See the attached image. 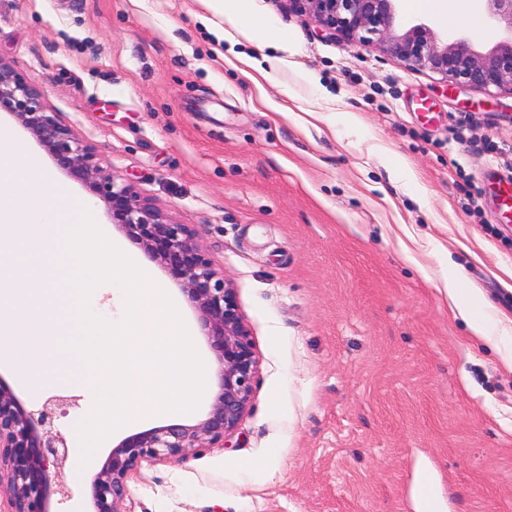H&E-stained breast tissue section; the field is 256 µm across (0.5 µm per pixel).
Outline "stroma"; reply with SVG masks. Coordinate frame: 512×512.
Segmentation results:
<instances>
[{"label": "stroma", "instance_id": "1", "mask_svg": "<svg viewBox=\"0 0 512 512\" xmlns=\"http://www.w3.org/2000/svg\"><path fill=\"white\" fill-rule=\"evenodd\" d=\"M254 20L287 41L251 39ZM0 61L118 181L196 226L259 362L229 446L142 462L128 512H512V223L490 180L512 170L511 95L344 48L283 0L236 19L203 0H0ZM244 61L267 72L261 86ZM0 129L126 241L27 130L6 114ZM56 266L38 271L63 340ZM75 363L51 348L36 390L0 365L26 406L76 399L56 421L71 496L54 512L90 505L73 452L92 403L65 380Z\"/></svg>", "mask_w": 512, "mask_h": 512}]
</instances>
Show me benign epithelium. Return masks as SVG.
I'll list each match as a JSON object with an SVG mask.
<instances>
[{
  "mask_svg": "<svg viewBox=\"0 0 512 512\" xmlns=\"http://www.w3.org/2000/svg\"><path fill=\"white\" fill-rule=\"evenodd\" d=\"M347 48L376 47L393 61L438 74L456 89L512 95V0H483L495 39L479 46L452 32L441 39L427 24L400 21V0H286ZM0 112L14 116L71 179L87 185L108 206L112 223L133 237L181 287L218 363L216 391L206 417L194 425L167 424L123 439L94 473L90 512H126L127 478L147 459L183 461L199 448L226 445L242 420L258 372L250 332L234 289L224 283L195 242L197 231L140 199L101 167L95 150L46 111L43 91L0 61ZM69 399L54 396L29 409L0 378V484L11 493V512H53L52 497L68 495L51 469L67 456L56 414Z\"/></svg>",
  "mask_w": 512,
  "mask_h": 512,
  "instance_id": "obj_1",
  "label": "benign epithelium"
}]
</instances>
